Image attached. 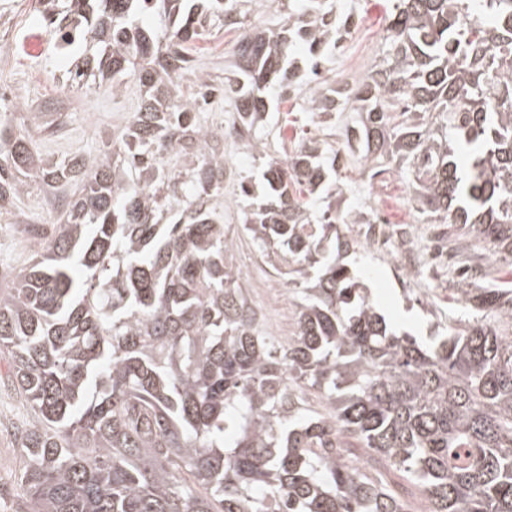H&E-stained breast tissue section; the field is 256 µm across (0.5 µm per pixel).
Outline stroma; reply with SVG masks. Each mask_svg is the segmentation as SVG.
Instances as JSON below:
<instances>
[{"label":"stroma","instance_id":"stroma-1","mask_svg":"<svg viewBox=\"0 0 512 512\" xmlns=\"http://www.w3.org/2000/svg\"><path fill=\"white\" fill-rule=\"evenodd\" d=\"M337 13L354 12L356 25L342 42L325 68L334 78L354 82L370 69L378 57L386 27L388 0H335ZM36 0H0V113L12 125H20L23 117L38 113L42 132L35 137L38 153L46 159L59 160L73 154L95 156L105 142L120 139L137 111L141 92L135 82H128L116 93L108 81L96 80L88 88L68 87L64 61L46 27L32 16ZM234 32L222 30L197 41L194 56L202 72L212 83H219L230 69ZM48 101L62 104V115L52 119L41 110ZM299 99H291L273 112L261 134L270 153L282 146L305 138L323 140L326 150H341L345 142L339 134L361 122L358 112L337 113L331 126L324 127L300 111ZM224 193L216 203L224 214V222L236 227L243 220L246 202L238 181L246 175H258L261 162L243 151H235L226 159ZM340 198L346 207L372 210L377 203L388 207L391 230L406 229L410 246L421 264L419 275L400 284L394 275L401 243L389 240L386 248L372 251L360 248L341 253L340 261L348 265L359 281L380 304L389 328L401 330L429 341L443 335L449 326L459 325L462 306L456 290L457 274L447 261L433 262L435 236L447 232L449 239H465L475 261L490 266L488 287H499L512 279V264L490 254L488 244L473 236L467 224L441 227L427 224L411 202V178L397 168L369 177L360 153H352L350 164L339 180ZM76 193L69 187L59 192L32 191L20 197L10 213L0 215V289L11 287L14 277L40 256V235L52 219L63 211L62 204ZM233 264L242 273L243 283L266 331L275 336L290 335L295 319L293 293L276 301L270 291L281 276L263 259L256 247L240 241L233 253ZM16 394L8 377V364L0 358V486H11L18 466L17 443L13 426L21 420H33Z\"/></svg>","mask_w":512,"mask_h":512}]
</instances>
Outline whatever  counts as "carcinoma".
<instances>
[{"instance_id": "cac0c4a2", "label": "carcinoma", "mask_w": 512, "mask_h": 512, "mask_svg": "<svg viewBox=\"0 0 512 512\" xmlns=\"http://www.w3.org/2000/svg\"><path fill=\"white\" fill-rule=\"evenodd\" d=\"M267 2L288 12L277 30L239 0H39L71 84L132 79L141 102L93 158L45 160L39 124L0 120V214L35 187L80 192L0 295V353L36 415L17 432L18 512H402L416 493L425 512H512V289L465 280L472 320L434 346L388 330L336 260L354 242L339 225L369 228L368 213L329 202L314 223L302 197H335L336 156L315 138L271 156L257 134L266 87L304 82L302 111L365 115L352 139L413 176L426 223L471 224L512 253V0H392L382 60L351 84L320 67L353 16ZM211 27L237 33L216 85L191 57ZM215 92L233 101L240 148L264 159L263 198L240 180L238 231L288 268L286 345L262 328L214 206L224 130L200 113Z\"/></svg>"}]
</instances>
